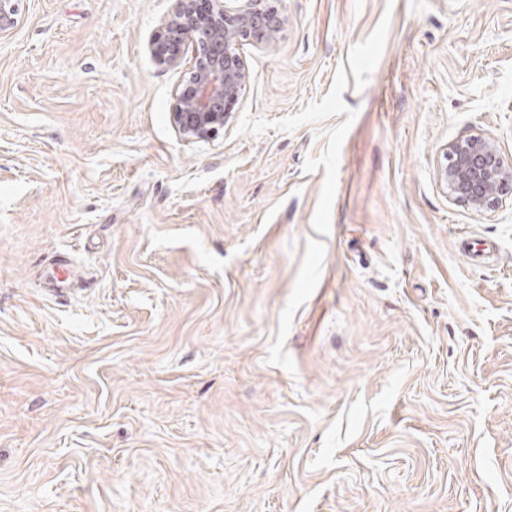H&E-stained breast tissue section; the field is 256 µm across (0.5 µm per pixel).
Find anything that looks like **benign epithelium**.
Instances as JSON below:
<instances>
[{"instance_id":"obj_1","label":"benign epithelium","mask_w":512,"mask_h":512,"mask_svg":"<svg viewBox=\"0 0 512 512\" xmlns=\"http://www.w3.org/2000/svg\"><path fill=\"white\" fill-rule=\"evenodd\" d=\"M18 24V0H0V39ZM281 25L278 11L266 0H210L204 12L196 0H176L153 52L169 64L192 53L189 86L176 95L172 112L183 140H209L229 125L248 80L241 47L274 45ZM445 160L439 180L454 200L476 211L512 193V158L490 136L478 133L450 142Z\"/></svg>"}]
</instances>
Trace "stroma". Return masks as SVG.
I'll use <instances>...</instances> for the list:
<instances>
[{
  "label": "stroma",
  "mask_w": 512,
  "mask_h": 512,
  "mask_svg": "<svg viewBox=\"0 0 512 512\" xmlns=\"http://www.w3.org/2000/svg\"><path fill=\"white\" fill-rule=\"evenodd\" d=\"M175 5L0 41V512H512V196L437 177L512 155V0H276L195 142ZM438 178L449 195L476 211L493 207L512 193V157L482 133L454 140L445 152Z\"/></svg>",
  "instance_id": "35a3bbf8"
}]
</instances>
